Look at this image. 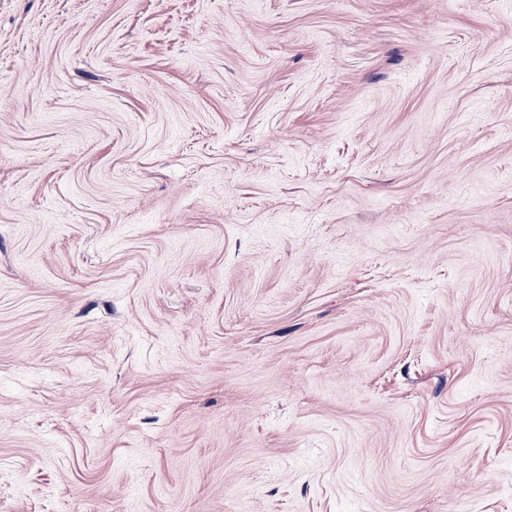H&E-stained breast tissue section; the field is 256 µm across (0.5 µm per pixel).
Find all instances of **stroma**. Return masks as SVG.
Segmentation results:
<instances>
[{"label": "stroma", "mask_w": 512, "mask_h": 512, "mask_svg": "<svg viewBox=\"0 0 512 512\" xmlns=\"http://www.w3.org/2000/svg\"><path fill=\"white\" fill-rule=\"evenodd\" d=\"M512 512V0H0V512Z\"/></svg>", "instance_id": "1"}]
</instances>
